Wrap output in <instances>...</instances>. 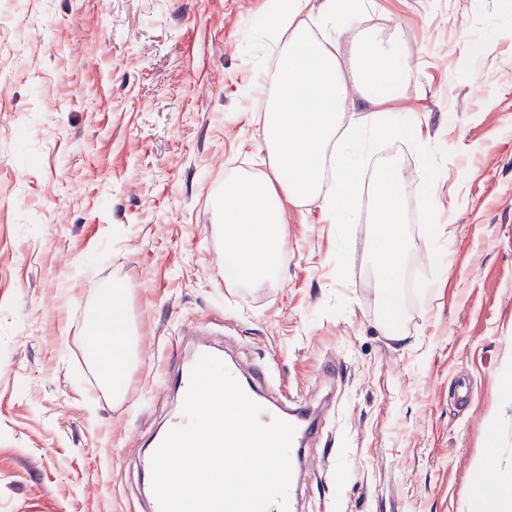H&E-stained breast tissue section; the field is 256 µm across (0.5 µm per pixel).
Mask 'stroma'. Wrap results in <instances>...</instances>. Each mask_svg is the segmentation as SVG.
Listing matches in <instances>:
<instances>
[{"instance_id":"obj_1","label":"stroma","mask_w":512,"mask_h":512,"mask_svg":"<svg viewBox=\"0 0 512 512\" xmlns=\"http://www.w3.org/2000/svg\"><path fill=\"white\" fill-rule=\"evenodd\" d=\"M269 4L0 0V512H144L188 324L320 406L297 512H470L512 484V0H364L340 62L357 33L398 42L412 123L371 141L353 223L285 204L286 265L236 287L217 225L225 179L268 169ZM392 162L408 249L388 292L371 216ZM116 288L137 351L117 400L91 358Z\"/></svg>"}]
</instances>
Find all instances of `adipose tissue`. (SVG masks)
<instances>
[{
  "mask_svg": "<svg viewBox=\"0 0 512 512\" xmlns=\"http://www.w3.org/2000/svg\"><path fill=\"white\" fill-rule=\"evenodd\" d=\"M359 7V0H288L287 8L266 19L270 30L282 37L277 76L267 88L260 115L271 171L224 184L221 230L243 281L268 280L286 263L285 203L316 201L330 222L351 223L366 142L393 129L389 106L412 79L398 45L374 34L358 40L353 58L359 92L355 98L327 48L351 27ZM304 13L319 19L322 36L303 24ZM348 112L356 113V120L345 121ZM403 189V172L391 167L374 195V221L385 228L380 270L390 287L397 284L405 256L398 230L404 221ZM101 321L106 329L96 360L104 381L117 394L132 356L121 290H113L112 310L102 314Z\"/></svg>",
  "mask_w": 512,
  "mask_h": 512,
  "instance_id": "1",
  "label": "adipose tissue"
}]
</instances>
